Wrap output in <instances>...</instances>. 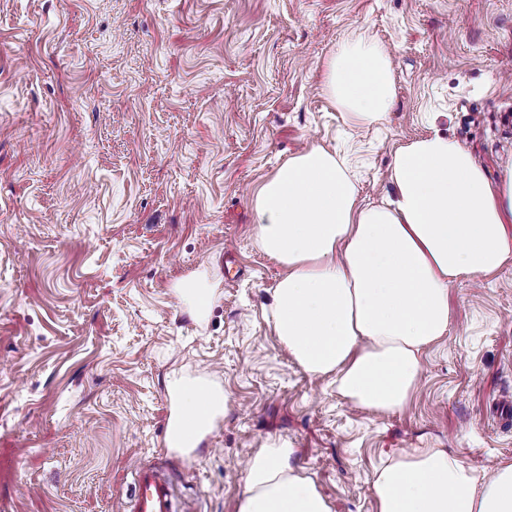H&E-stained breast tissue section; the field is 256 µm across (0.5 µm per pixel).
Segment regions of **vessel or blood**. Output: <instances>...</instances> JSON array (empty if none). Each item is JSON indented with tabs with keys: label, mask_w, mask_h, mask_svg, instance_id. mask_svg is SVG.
I'll return each instance as SVG.
<instances>
[{
	"label": "vessel or blood",
	"mask_w": 512,
	"mask_h": 512,
	"mask_svg": "<svg viewBox=\"0 0 512 512\" xmlns=\"http://www.w3.org/2000/svg\"><path fill=\"white\" fill-rule=\"evenodd\" d=\"M133 483L136 491L125 503V512H188L167 469L156 465L137 466Z\"/></svg>",
	"instance_id": "vessel-or-blood-1"
}]
</instances>
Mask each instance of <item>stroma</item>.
Listing matches in <instances>:
<instances>
[{
    "instance_id": "stroma-1",
    "label": "stroma",
    "mask_w": 512,
    "mask_h": 512,
    "mask_svg": "<svg viewBox=\"0 0 512 512\" xmlns=\"http://www.w3.org/2000/svg\"><path fill=\"white\" fill-rule=\"evenodd\" d=\"M353 35L394 52V107L359 128L323 90ZM434 130L490 175L512 159V0H0V512H123L138 460L175 464L192 512H237L276 440L333 512H376L375 467L414 448L480 479L512 462V263L451 288L399 413L351 406L271 326L286 270L257 245V188L320 146L377 201ZM180 378L230 409L178 460ZM202 288H187L186 281H182L174 288L175 293L183 300L185 304H194L201 312L207 309L209 304L210 295L207 288L199 281Z\"/></svg>"
}]
</instances>
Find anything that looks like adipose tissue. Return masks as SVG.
<instances>
[{"label":"adipose tissue","mask_w":512,"mask_h":512,"mask_svg":"<svg viewBox=\"0 0 512 512\" xmlns=\"http://www.w3.org/2000/svg\"><path fill=\"white\" fill-rule=\"evenodd\" d=\"M325 91L353 126L380 120L394 102L390 52L343 42ZM390 179L393 199L362 203L336 156L312 147L254 199L258 243L287 270L270 304L279 342L304 372L335 377L346 401L380 413L409 404L425 352L448 334L450 289L512 262V163L490 178L435 131L396 151ZM177 391L166 441L180 449L177 422L204 437L229 397L189 381ZM294 454L282 442L250 457L238 512H332ZM371 489L377 512H512V462L480 481L447 449L418 448L379 466Z\"/></svg>","instance_id":"obj_1"}]
</instances>
